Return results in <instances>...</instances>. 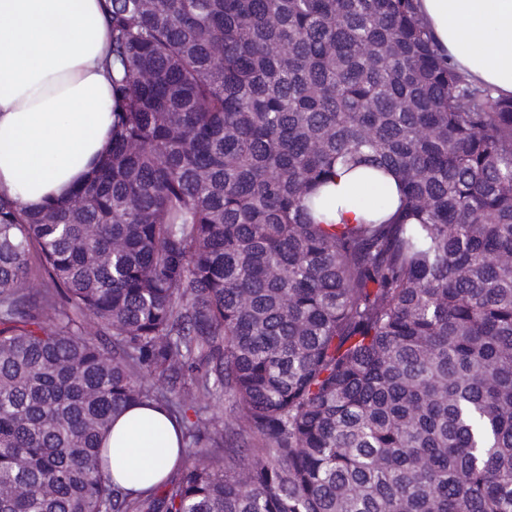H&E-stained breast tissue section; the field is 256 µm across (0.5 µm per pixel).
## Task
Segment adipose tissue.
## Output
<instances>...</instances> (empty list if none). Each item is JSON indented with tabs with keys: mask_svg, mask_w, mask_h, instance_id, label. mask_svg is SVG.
I'll list each match as a JSON object with an SVG mask.
<instances>
[{
	"mask_svg": "<svg viewBox=\"0 0 512 512\" xmlns=\"http://www.w3.org/2000/svg\"><path fill=\"white\" fill-rule=\"evenodd\" d=\"M435 40L471 81L512 95V0H418ZM105 0H0V195L36 211L85 183L111 149ZM329 224L359 222L392 179L353 173L329 190ZM113 480L132 493L179 459L175 423L129 406L103 437Z\"/></svg>",
	"mask_w": 512,
	"mask_h": 512,
	"instance_id": "1",
	"label": "adipose tissue"
}]
</instances>
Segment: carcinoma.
I'll use <instances>...</instances> for the list:
<instances>
[{"label": "carcinoma", "instance_id": "cac0c4a2", "mask_svg": "<svg viewBox=\"0 0 512 512\" xmlns=\"http://www.w3.org/2000/svg\"><path fill=\"white\" fill-rule=\"evenodd\" d=\"M107 11L110 154L0 197V512H512V97L416 0ZM358 168L397 206L322 223ZM132 403L184 448L137 495L100 446Z\"/></svg>", "mask_w": 512, "mask_h": 512}]
</instances>
